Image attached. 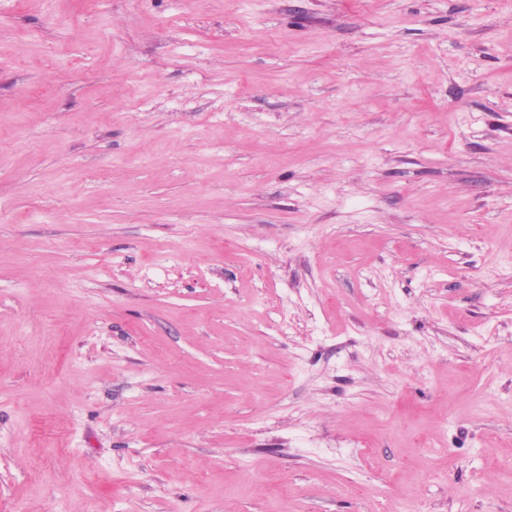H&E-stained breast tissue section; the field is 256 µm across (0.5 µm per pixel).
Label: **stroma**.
<instances>
[{
	"mask_svg": "<svg viewBox=\"0 0 512 512\" xmlns=\"http://www.w3.org/2000/svg\"><path fill=\"white\" fill-rule=\"evenodd\" d=\"M512 512V0H0V512Z\"/></svg>",
	"mask_w": 512,
	"mask_h": 512,
	"instance_id": "35a3bbf8",
	"label": "stroma"
}]
</instances>
